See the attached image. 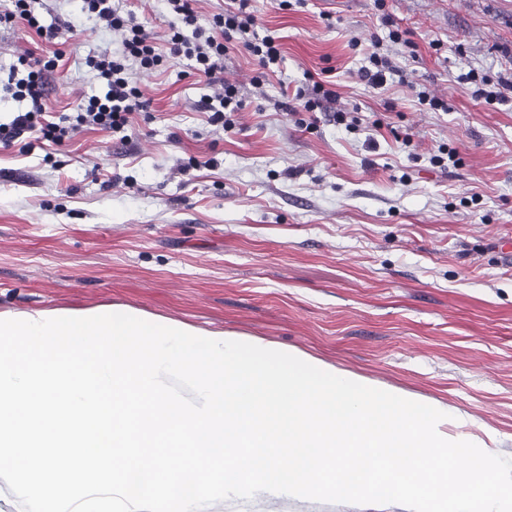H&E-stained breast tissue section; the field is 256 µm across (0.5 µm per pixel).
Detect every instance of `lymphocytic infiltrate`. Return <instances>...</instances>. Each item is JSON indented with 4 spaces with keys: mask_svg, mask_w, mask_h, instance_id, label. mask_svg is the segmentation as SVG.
Returning <instances> with one entry per match:
<instances>
[{
    "mask_svg": "<svg viewBox=\"0 0 512 512\" xmlns=\"http://www.w3.org/2000/svg\"><path fill=\"white\" fill-rule=\"evenodd\" d=\"M11 9L0 12V25H21L34 31L42 40L55 44L63 36L60 25H43L34 15L28 0H11ZM178 22L172 25L164 41H157L132 14H125L113 0H83V9L106 27L123 34L120 55L104 53L87 57L86 63L109 90L104 97L89 98L80 104L76 124L94 125L112 134L124 133L134 113L149 111L147 99L135 81L134 70L151 71L167 59L186 58L208 84L220 86L216 96L200 99L199 107L208 112V121L222 129L232 128L233 117L242 108L235 85L223 78L224 60L231 50L243 48L253 56L261 76L275 74L283 61L282 45L277 37L259 36L258 18L250 11V0H228L224 10L207 23H200L191 0H166ZM45 69L33 67L26 57L12 65L4 86L12 98L30 101L29 110L18 113L10 123H0V144L11 145L22 135L37 142L62 144L69 133L67 126L47 121L43 101L47 95Z\"/></svg>",
    "mask_w": 512,
    "mask_h": 512,
    "instance_id": "obj_1",
    "label": "lymphocytic infiltrate"
}]
</instances>
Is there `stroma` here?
Listing matches in <instances>:
<instances>
[{
    "mask_svg": "<svg viewBox=\"0 0 512 512\" xmlns=\"http://www.w3.org/2000/svg\"><path fill=\"white\" fill-rule=\"evenodd\" d=\"M30 5L76 35L57 47L0 28V76L22 54L61 50L44 107L74 112L105 91L86 58L119 50L121 35L82 0ZM253 8L284 61L261 80L248 54L226 58L224 78L244 102L232 129L197 109L215 89L181 58L138 74L151 109L134 114L127 142L84 126L59 147H0V313L133 308L299 349L446 408L449 436L494 433V452L512 458V254L502 248L512 238V107L459 80L504 71L512 0ZM384 13L416 49L378 43ZM376 50L401 73L382 89L357 76ZM326 69L335 101L282 110L284 92ZM421 91L447 111L419 104ZM442 148L458 167L431 164ZM208 512L404 509L260 493Z\"/></svg>",
    "mask_w": 512,
    "mask_h": 512,
    "instance_id": "stroma-1",
    "label": "stroma"
}]
</instances>
